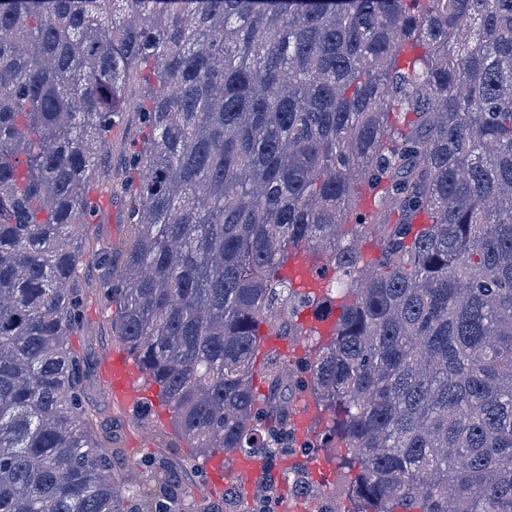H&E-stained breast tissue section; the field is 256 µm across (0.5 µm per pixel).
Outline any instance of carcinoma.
Wrapping results in <instances>:
<instances>
[{
	"instance_id": "1",
	"label": "carcinoma",
	"mask_w": 512,
	"mask_h": 512,
	"mask_svg": "<svg viewBox=\"0 0 512 512\" xmlns=\"http://www.w3.org/2000/svg\"><path fill=\"white\" fill-rule=\"evenodd\" d=\"M128 124L115 264L73 226ZM87 255L186 465L288 456L309 401L345 512H512V0H0V512H137L69 346ZM306 310L330 338L258 360ZM310 268L309 258L304 253H297L288 261L287 272L290 276L312 289L316 287V283L311 280L313 275Z\"/></svg>"
}]
</instances>
